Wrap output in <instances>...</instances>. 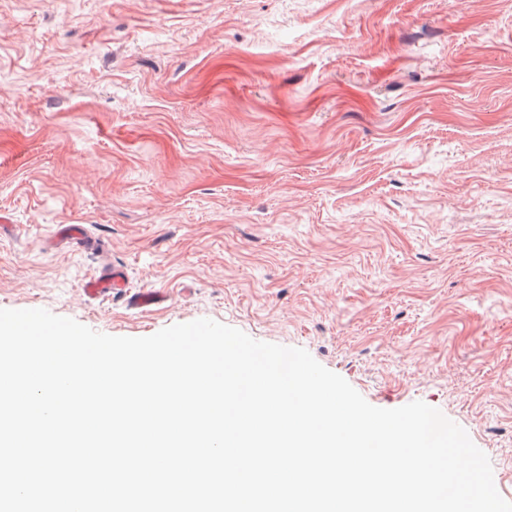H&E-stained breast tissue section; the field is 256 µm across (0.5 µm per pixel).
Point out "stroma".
I'll return each mask as SVG.
<instances>
[{
  "label": "stroma",
  "mask_w": 512,
  "mask_h": 512,
  "mask_svg": "<svg viewBox=\"0 0 512 512\" xmlns=\"http://www.w3.org/2000/svg\"><path fill=\"white\" fill-rule=\"evenodd\" d=\"M0 224V308L303 348L512 501V0H0ZM53 240L55 243L79 245L89 250H94L97 246L96 240L88 234L87 229L81 224L58 225ZM84 295L91 300L111 298L126 302L131 308H149L164 302L165 294L158 289L129 288L121 268L101 270L91 276L83 286Z\"/></svg>",
  "instance_id": "stroma-1"
}]
</instances>
